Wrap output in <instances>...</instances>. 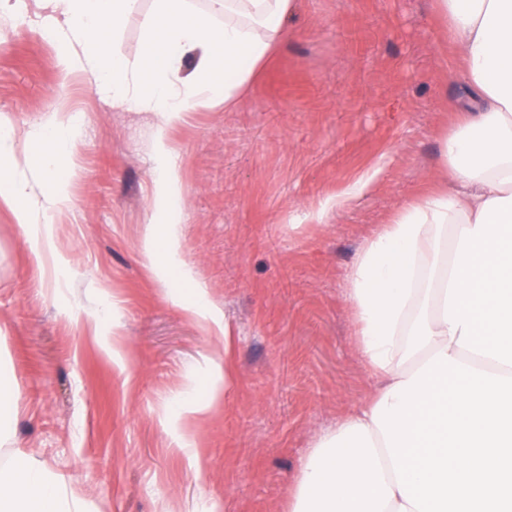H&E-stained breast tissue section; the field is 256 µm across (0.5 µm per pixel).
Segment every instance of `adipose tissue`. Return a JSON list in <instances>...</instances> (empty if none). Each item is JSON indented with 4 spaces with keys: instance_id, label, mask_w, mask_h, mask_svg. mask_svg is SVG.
<instances>
[{
    "instance_id": "ef3b65f1",
    "label": "adipose tissue",
    "mask_w": 512,
    "mask_h": 512,
    "mask_svg": "<svg viewBox=\"0 0 512 512\" xmlns=\"http://www.w3.org/2000/svg\"><path fill=\"white\" fill-rule=\"evenodd\" d=\"M42 29L65 71L113 101L145 106L165 123L211 101L232 104L285 35L296 0H211L223 26L189 0H155L136 64L109 51L140 0H45ZM448 24L472 92L464 119L441 140L453 191L402 206L368 238L347 275L358 349L381 381L300 464L288 512H512V0H432ZM197 67L178 77L182 59ZM74 121H45L23 160L44 172L43 201L16 179L13 136L0 124V198L22 237L53 249L52 215L69 196L58 181ZM177 218L150 225L144 256L160 278L180 260ZM202 413L229 392L222 358L206 363ZM0 512H92L63 476L23 450L0 467Z\"/></svg>"
}]
</instances>
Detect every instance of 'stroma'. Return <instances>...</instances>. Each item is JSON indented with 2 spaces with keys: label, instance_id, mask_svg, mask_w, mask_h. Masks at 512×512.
Returning <instances> with one entry per match:
<instances>
[{
  "label": "stroma",
  "instance_id": "obj_1",
  "mask_svg": "<svg viewBox=\"0 0 512 512\" xmlns=\"http://www.w3.org/2000/svg\"><path fill=\"white\" fill-rule=\"evenodd\" d=\"M154 0L118 49L136 63ZM37 0H18L0 43V122L17 150L53 112L81 118L53 223L36 253L0 199V368L21 392L14 438L95 512H287L301 460L372 396L346 273L364 242L436 178L439 139L466 97L431 0H297L273 59L235 106L164 125L64 76ZM165 139L192 281L144 259ZM353 191L341 210L336 194ZM206 289L230 329L231 385L207 396L219 346L180 307ZM111 305V317L87 321ZM192 447H182L183 435ZM205 373L209 384L208 398L206 401H197L190 398L191 393L186 392L179 396L177 403L181 404L183 413H203L207 411L211 404L219 401L223 396L226 400L230 384L224 373V363L222 357L209 358L206 363Z\"/></svg>",
  "mask_w": 512,
  "mask_h": 512
}]
</instances>
